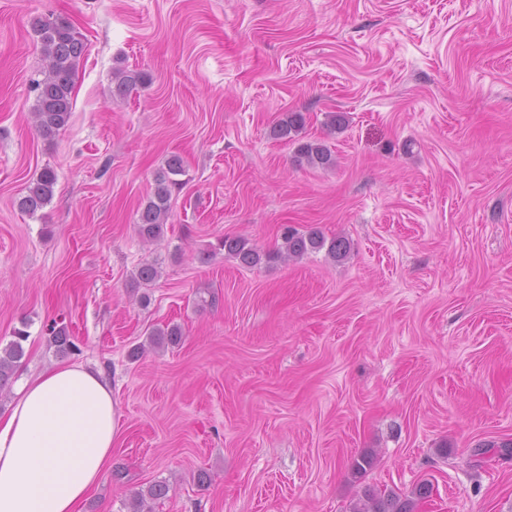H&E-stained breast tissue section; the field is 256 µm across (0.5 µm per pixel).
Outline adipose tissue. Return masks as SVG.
I'll list each match as a JSON object with an SVG mask.
<instances>
[{
  "mask_svg": "<svg viewBox=\"0 0 512 512\" xmlns=\"http://www.w3.org/2000/svg\"><path fill=\"white\" fill-rule=\"evenodd\" d=\"M118 434L102 370L55 365L24 380L0 417V512H80Z\"/></svg>",
  "mask_w": 512,
  "mask_h": 512,
  "instance_id": "adipose-tissue-1",
  "label": "adipose tissue"
}]
</instances>
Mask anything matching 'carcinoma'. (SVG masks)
Here are the masks:
<instances>
[{"instance_id":"cac0c4a2","label":"carcinoma","mask_w":512,"mask_h":512,"mask_svg":"<svg viewBox=\"0 0 512 512\" xmlns=\"http://www.w3.org/2000/svg\"><path fill=\"white\" fill-rule=\"evenodd\" d=\"M34 33L39 38L43 57L46 61L43 78L32 81V90L36 92L33 106L35 127L45 139H52L68 126L73 112V91L76 81V69L79 60L86 52V44L65 18L40 17L32 24ZM145 83V76L140 72H122L115 76L113 96L125 97L138 86ZM306 118L301 112H287L270 127V136L276 140L291 142L296 145L297 161L312 169H330L336 164V158L326 142L318 139L306 140L302 137ZM183 159L178 154L169 156L165 167L159 169L153 180V188L138 211L137 229L145 242L159 239L171 214L173 193L183 182ZM57 176L54 169L46 166L37 177L31 179L17 200L20 210L30 215L42 210L52 199ZM224 254L238 260L243 267H256L263 262L270 263L285 259H299L305 255L327 248V254L334 260L348 256L350 241L338 236L326 240L316 229L306 232L290 230L285 236L281 249L260 252L247 246L245 239L226 235L219 243ZM159 277V270L150 261L143 262L136 270L133 281L138 286L148 287ZM182 336L177 325L157 328L150 333V343L156 346L176 345ZM27 331L18 329L14 340L0 349V398L9 389L11 379L25 357L22 342L27 340ZM50 343L57 351L64 352L73 347L69 340L66 326L56 325L50 328ZM169 493V484L158 482L150 486L147 494L136 499L134 512H152L145 506V500H158ZM414 501L390 491L380 493L366 490L356 500L351 512H414Z\"/></svg>"}]
</instances>
